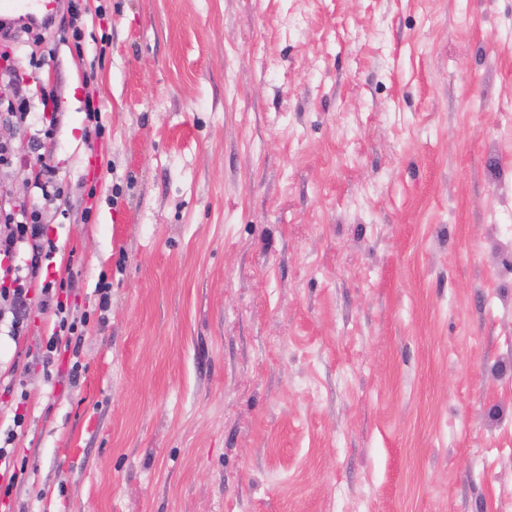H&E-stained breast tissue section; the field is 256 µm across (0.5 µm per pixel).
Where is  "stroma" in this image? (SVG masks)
<instances>
[{
  "mask_svg": "<svg viewBox=\"0 0 512 512\" xmlns=\"http://www.w3.org/2000/svg\"><path fill=\"white\" fill-rule=\"evenodd\" d=\"M4 45L59 111L0 181L62 196H18L0 512H512V0H57ZM19 208L0 225V331L15 342L24 333V313L32 300L29 286L40 276L46 244L49 251L53 248L36 212ZM2 302L8 311L2 310ZM57 314L60 315L59 328L60 331L63 330L66 332V336H59V334L53 333L52 336L48 339L46 343V349L48 352H52L53 349H57L58 345L62 341V338H66V341H70V336H73L78 331V322L76 319H72L69 322V314L66 312V308L62 305L61 302L56 303ZM14 439L13 430H10L7 433V437L4 439L2 444V436L0 437V470L1 475H4L6 472H11L9 477V481L7 485L3 486V495L9 496L11 493V489L14 485V482L17 478V472L15 468V461L13 459L14 448H10L8 445H11ZM3 467V473H2Z\"/></svg>",
  "mask_w": 512,
  "mask_h": 512,
  "instance_id": "stroma-1",
  "label": "stroma"
}]
</instances>
